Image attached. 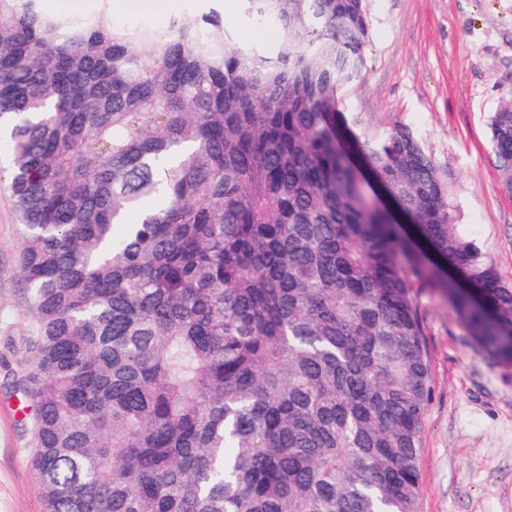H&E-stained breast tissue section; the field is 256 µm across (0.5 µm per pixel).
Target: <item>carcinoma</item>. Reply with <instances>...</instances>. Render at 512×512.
<instances>
[{"mask_svg":"<svg viewBox=\"0 0 512 512\" xmlns=\"http://www.w3.org/2000/svg\"><path fill=\"white\" fill-rule=\"evenodd\" d=\"M243 2L274 49L214 10L0 0L41 512H416V284L512 363V286L451 171L407 127L351 137L367 0ZM488 129L512 194V98ZM41 6L48 13L89 19L98 13L102 2L101 0H41ZM107 1L112 14V3L114 0ZM176 3L177 7L175 9L170 10L161 17L141 13L125 16H115L112 14V18L121 23L147 22L156 27L165 28L174 18L185 13L200 14L215 9L224 16L239 46L266 47L272 49L276 45L279 27L278 21L271 18L268 19V22L265 24H256L253 16H249L245 13L241 0L236 1L235 9L231 14H228L227 11H230L233 5L231 3L226 4L227 10L225 13V0H178Z\"/></svg>","mask_w":512,"mask_h":512,"instance_id":"1","label":"carcinoma"}]
</instances>
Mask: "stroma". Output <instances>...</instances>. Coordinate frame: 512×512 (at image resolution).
I'll return each mask as SVG.
<instances>
[{"label": "stroma", "mask_w": 512, "mask_h": 512, "mask_svg": "<svg viewBox=\"0 0 512 512\" xmlns=\"http://www.w3.org/2000/svg\"><path fill=\"white\" fill-rule=\"evenodd\" d=\"M366 67L343 93L360 140L411 129L454 182L460 229L512 286V196L503 192L488 116L512 97V0H369ZM242 47L274 48L276 19L236 5ZM0 141V512H40L31 467L35 406L20 387L32 321L20 273L21 226ZM429 397L417 459V512H512V364L493 360L436 289L415 290Z\"/></svg>", "instance_id": "obj_1"}]
</instances>
